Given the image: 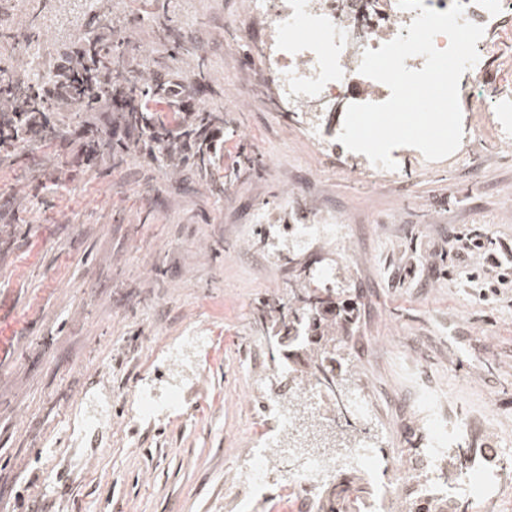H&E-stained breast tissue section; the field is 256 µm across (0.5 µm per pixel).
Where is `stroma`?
Returning <instances> with one entry per match:
<instances>
[{"label": "stroma", "mask_w": 512, "mask_h": 512, "mask_svg": "<svg viewBox=\"0 0 512 512\" xmlns=\"http://www.w3.org/2000/svg\"><path fill=\"white\" fill-rule=\"evenodd\" d=\"M242 0H0V65L18 83L53 80L86 43H123L113 84L181 81L192 136L155 155L112 112L66 138L34 136L0 156V512H305L282 483L226 498L274 426L254 388L281 390L307 366L272 317L303 288L332 289L353 320L336 345L348 387L392 392L372 422L331 415L337 440L423 448L409 383L438 385L470 424L465 448L495 445L512 470V302L481 294L479 256L453 229L512 247V14L462 105L460 147L429 161L396 150L394 173L337 139L346 102L289 111L265 74L262 25ZM183 50L170 56L171 40ZM320 125L318 141L305 132ZM124 140L86 166L84 127ZM217 129L209 145L197 127ZM343 234L298 247L318 215ZM207 331L213 345L170 365L160 344ZM184 385L179 408L147 418L141 385Z\"/></svg>", "instance_id": "obj_1"}]
</instances>
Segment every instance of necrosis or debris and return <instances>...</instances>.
<instances>
[{"instance_id": "necrosis-or-debris-1", "label": "necrosis or debris", "mask_w": 512, "mask_h": 512, "mask_svg": "<svg viewBox=\"0 0 512 512\" xmlns=\"http://www.w3.org/2000/svg\"><path fill=\"white\" fill-rule=\"evenodd\" d=\"M243 10L270 27L264 46L267 67L292 112L305 111L310 103L322 100H387L388 86L360 73L362 54L394 39L415 17L397 0H388L380 20L368 27L358 26L345 0H244ZM318 392L315 386L296 388L286 398L279 391L269 392L267 405L277 411L278 431L265 447L254 451L238 485L231 489L232 497L260 489L277 475L309 498L320 491L325 476L354 468L380 475L377 494L365 501L364 508L383 512L406 471L403 462L398 454L379 452L366 441L339 451L315 447V436L303 417L320 415L313 401ZM415 401L428 427L430 446L424 458L431 467L445 465L449 448L463 433L462 419L444 412L434 387H417Z\"/></svg>"}]
</instances>
